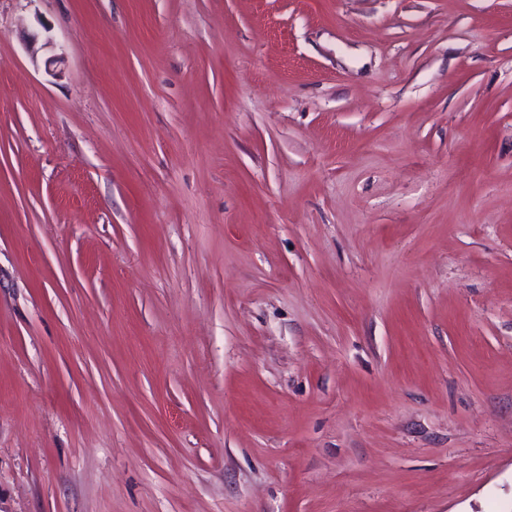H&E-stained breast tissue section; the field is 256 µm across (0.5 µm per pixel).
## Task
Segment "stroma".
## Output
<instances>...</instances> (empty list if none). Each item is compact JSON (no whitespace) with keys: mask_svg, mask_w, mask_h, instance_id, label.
Returning a JSON list of instances; mask_svg holds the SVG:
<instances>
[{"mask_svg":"<svg viewBox=\"0 0 512 512\" xmlns=\"http://www.w3.org/2000/svg\"><path fill=\"white\" fill-rule=\"evenodd\" d=\"M0 512H512V0H0Z\"/></svg>","mask_w":512,"mask_h":512,"instance_id":"1","label":"stroma"}]
</instances>
